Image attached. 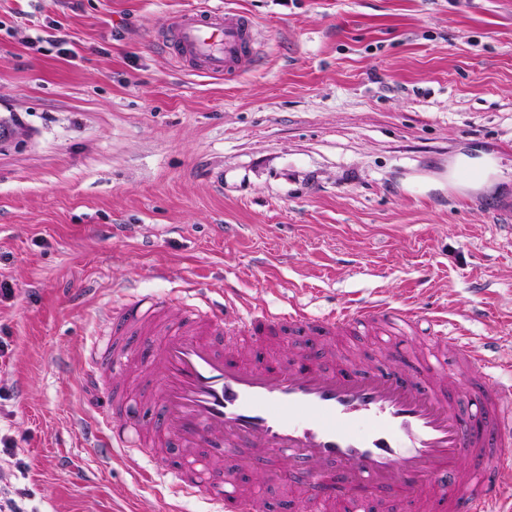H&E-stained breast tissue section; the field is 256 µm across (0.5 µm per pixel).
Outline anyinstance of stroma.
<instances>
[{"mask_svg":"<svg viewBox=\"0 0 512 512\" xmlns=\"http://www.w3.org/2000/svg\"><path fill=\"white\" fill-rule=\"evenodd\" d=\"M218 2L258 31L229 80L156 39L197 0H0V483L25 512H167L158 463L83 441L91 403L146 382L134 336L121 381L82 369L143 296L410 298L512 361V0Z\"/></svg>","mask_w":512,"mask_h":512,"instance_id":"1","label":"stroma"}]
</instances>
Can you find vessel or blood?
Listing matches in <instances>:
<instances>
[{
  "label": "vessel or blood",
  "instance_id": "b4317fda",
  "mask_svg": "<svg viewBox=\"0 0 512 512\" xmlns=\"http://www.w3.org/2000/svg\"><path fill=\"white\" fill-rule=\"evenodd\" d=\"M162 33L174 62L196 74L231 78L255 57L251 19L210 0L170 16ZM282 328L297 336L371 331L385 337L387 356L409 344L417 369L357 372L346 352L331 349L284 367L237 344ZM137 333L152 350L145 373L156 386L155 416L130 418L125 397L112 393L86 426L89 447L107 462L125 448L181 459L167 471L174 496L203 493L220 512H265L258 488L236 475L243 456L314 506L340 500L345 512H372L398 499L407 512H512L501 499L512 479V382L439 309L375 300L327 315L299 306L271 313L196 294L172 320L144 298L118 315L89 373L128 372L126 339ZM465 389L477 393L469 416L459 404ZM464 457L471 468H460ZM280 458L287 469L273 467Z\"/></svg>",
  "mask_w": 512,
  "mask_h": 512
}]
</instances>
